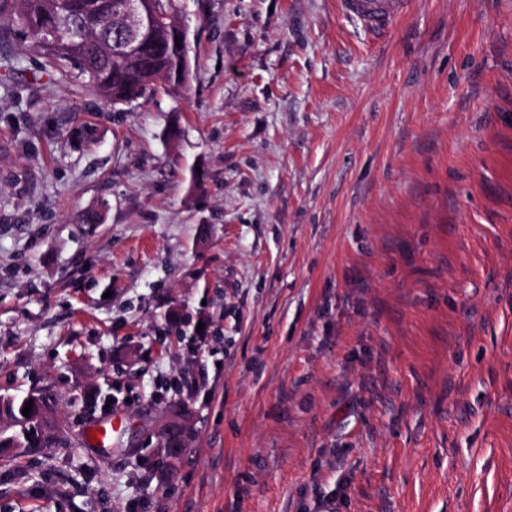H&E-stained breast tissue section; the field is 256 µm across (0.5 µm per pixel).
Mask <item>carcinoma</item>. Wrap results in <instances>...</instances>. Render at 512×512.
Segmentation results:
<instances>
[{"mask_svg": "<svg viewBox=\"0 0 512 512\" xmlns=\"http://www.w3.org/2000/svg\"><path fill=\"white\" fill-rule=\"evenodd\" d=\"M103 0H0V19L21 29L32 49L62 77L79 79L90 86L106 104H122L132 98L150 99L157 77L173 88L186 84L188 73H177V56L172 44L160 51L127 58L112 50L118 21L112 12L102 15L94 6ZM70 12L86 24V31H62L56 16ZM29 416H23L26 402ZM0 448H23L30 444L26 434L41 435L48 445L59 438V427L48 418L44 397L31 393L21 400L0 397Z\"/></svg>", "mask_w": 512, "mask_h": 512, "instance_id": "1", "label": "carcinoma"}]
</instances>
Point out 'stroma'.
<instances>
[{
  "label": "stroma",
  "instance_id": "stroma-1",
  "mask_svg": "<svg viewBox=\"0 0 512 512\" xmlns=\"http://www.w3.org/2000/svg\"><path fill=\"white\" fill-rule=\"evenodd\" d=\"M177 10L185 86L115 107L0 41V396L66 427L0 512H512V0ZM342 10L375 37L385 36L410 9L411 0H340Z\"/></svg>",
  "mask_w": 512,
  "mask_h": 512
}]
</instances>
